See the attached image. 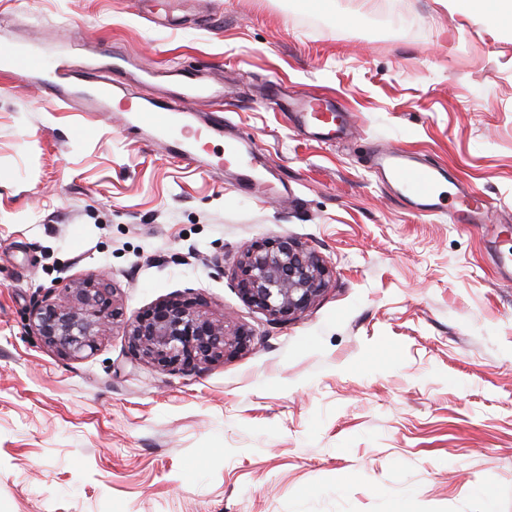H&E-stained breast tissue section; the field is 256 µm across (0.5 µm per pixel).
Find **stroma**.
I'll use <instances>...</instances> for the list:
<instances>
[{
  "mask_svg": "<svg viewBox=\"0 0 512 512\" xmlns=\"http://www.w3.org/2000/svg\"><path fill=\"white\" fill-rule=\"evenodd\" d=\"M0 0V50L85 66L102 47L223 83L197 159L121 112L64 109L0 73V512H512V24L451 0ZM323 91L329 139L286 97ZM251 138L288 184L244 185ZM407 149L492 204L453 224L375 174ZM292 240L330 283L277 322L242 298L247 246ZM107 271L124 319L164 299L252 332L197 367L135 359L122 325L72 358L36 296ZM258 152V146L253 141H225L224 155L228 160H233L239 166L242 172L239 176L244 181L256 179L255 159Z\"/></svg>",
  "mask_w": 512,
  "mask_h": 512,
  "instance_id": "35a3bbf8",
  "label": "stroma"
}]
</instances>
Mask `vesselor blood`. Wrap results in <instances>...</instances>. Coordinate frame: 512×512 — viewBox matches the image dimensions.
Masks as SVG:
<instances>
[{
	"instance_id": "b4317fda",
	"label": "vessel or blood",
	"mask_w": 512,
	"mask_h": 512,
	"mask_svg": "<svg viewBox=\"0 0 512 512\" xmlns=\"http://www.w3.org/2000/svg\"><path fill=\"white\" fill-rule=\"evenodd\" d=\"M0 68L15 78L38 84L42 92L66 105L80 98L92 101L98 111L112 108L129 113L132 122L149 127L162 137L173 140L182 159H192L202 137L220 136L224 133L222 116H215L205 127L193 123L195 104L207 99L220 102L224 99V87L218 83H206L195 72L182 71L173 74L172 87L165 96H122L114 90L110 70L94 69L87 79L91 90L74 91L68 88L70 73L65 62H53L36 48L16 46L0 55ZM333 105L320 96H302L298 103L302 122L333 123ZM258 147L252 141H228L224 154L235 161L241 170L240 177L248 181L255 171ZM375 169L395 187L400 200L421 213L438 210L439 189L446 181L445 171L421 162L415 156L399 149L387 150L374 159ZM459 205L453 220L459 224H476L483 220L488 206L477 193L457 191Z\"/></svg>"
}]
</instances>
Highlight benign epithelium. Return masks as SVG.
Returning <instances> with one entry per match:
<instances>
[{
    "instance_id": "1",
    "label": "benign epithelium",
    "mask_w": 512,
    "mask_h": 512,
    "mask_svg": "<svg viewBox=\"0 0 512 512\" xmlns=\"http://www.w3.org/2000/svg\"><path fill=\"white\" fill-rule=\"evenodd\" d=\"M328 277L329 269L316 250L290 241L249 246L237 268L246 302L279 321L309 308L327 289ZM121 318L108 276L97 273L70 281L57 298L47 292L29 310L26 326L44 345L80 357L94 350ZM124 329L134 357L164 370L215 362L250 342L249 335L225 319L178 301L157 304L154 311L125 322Z\"/></svg>"
}]
</instances>
